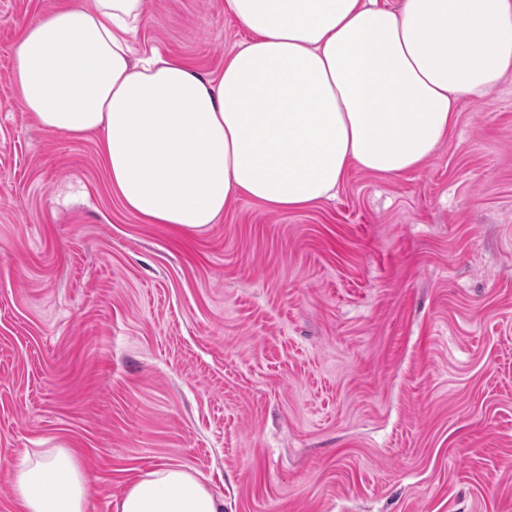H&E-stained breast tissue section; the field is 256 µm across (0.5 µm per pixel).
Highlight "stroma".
<instances>
[{"mask_svg": "<svg viewBox=\"0 0 512 512\" xmlns=\"http://www.w3.org/2000/svg\"><path fill=\"white\" fill-rule=\"evenodd\" d=\"M56 3L0 0V512L27 448L76 450L86 512L164 464L223 512H512V75L422 167L188 231L22 108L16 36ZM250 37L149 0L128 41L215 78Z\"/></svg>", "mask_w": 512, "mask_h": 512, "instance_id": "35a3bbf8", "label": "stroma"}]
</instances>
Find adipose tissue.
<instances>
[{
  "instance_id": "1",
  "label": "adipose tissue",
  "mask_w": 512,
  "mask_h": 512,
  "mask_svg": "<svg viewBox=\"0 0 512 512\" xmlns=\"http://www.w3.org/2000/svg\"><path fill=\"white\" fill-rule=\"evenodd\" d=\"M252 33L208 77L125 39L148 0L58 7L23 29L13 80L53 132L98 136L109 186L150 224L197 229L245 197L300 210L332 197L350 167L395 176L425 164L464 97L512 73V0H226ZM8 471L20 512H85L73 449L28 448ZM114 512H221L197 477L167 464Z\"/></svg>"
}]
</instances>
